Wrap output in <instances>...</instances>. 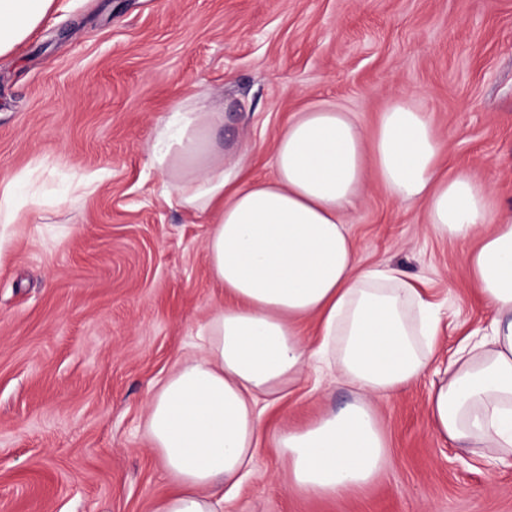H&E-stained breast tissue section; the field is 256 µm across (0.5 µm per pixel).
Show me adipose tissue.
<instances>
[{"label":"adipose tissue","mask_w":512,"mask_h":512,"mask_svg":"<svg viewBox=\"0 0 512 512\" xmlns=\"http://www.w3.org/2000/svg\"><path fill=\"white\" fill-rule=\"evenodd\" d=\"M54 2L0 0V55ZM223 124L207 97L188 98L157 124L149 147L167 200L211 224L206 258L222 296L199 354L160 381L148 404L146 437L174 481L157 512H220L225 485L250 472L266 436L295 491L334 499L382 475L388 441L370 401L427 371L439 319L403 270L360 263L344 214L371 178L396 201L424 203L436 237L477 240L466 270L493 319L460 343L429 408L435 432L456 447L511 457L512 217H496L491 192L468 173L441 176V142L425 113L393 98L369 134L332 106L295 113L275 140L269 178L246 175L243 153L217 135ZM306 317L317 323L314 348L298 333ZM333 346V381L359 400L268 432L265 409Z\"/></svg>","instance_id":"adipose-tissue-1"}]
</instances>
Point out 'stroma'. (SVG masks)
I'll list each match as a JSON object with an SVG mask.
<instances>
[{"label": "stroma", "mask_w": 512, "mask_h": 512, "mask_svg": "<svg viewBox=\"0 0 512 512\" xmlns=\"http://www.w3.org/2000/svg\"><path fill=\"white\" fill-rule=\"evenodd\" d=\"M402 93L441 139L445 173L467 170L512 215V0H56L0 58V182L31 176L39 198L0 261V512H154L173 487L144 435L148 403L194 354L219 290L206 219L163 199L150 162L171 107L209 96L225 143L269 176L294 113L333 105L369 133ZM92 173L95 193L66 196ZM345 221L364 266L423 284L442 315L436 358L375 400L389 462L373 484L295 492L263 442L224 512H512V460L450 446L428 411L438 371L493 318L467 244L372 180ZM356 398L309 371L268 416L302 427Z\"/></svg>", "instance_id": "obj_1"}]
</instances>
